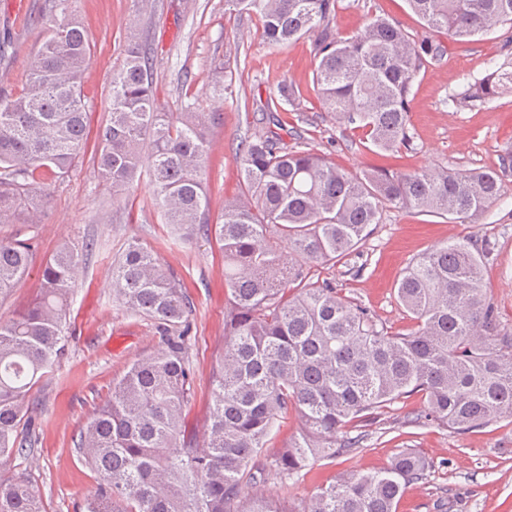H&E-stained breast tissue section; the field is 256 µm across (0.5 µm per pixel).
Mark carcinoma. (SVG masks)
Returning <instances> with one entry per match:
<instances>
[{"label":"carcinoma","mask_w":512,"mask_h":512,"mask_svg":"<svg viewBox=\"0 0 512 512\" xmlns=\"http://www.w3.org/2000/svg\"><path fill=\"white\" fill-rule=\"evenodd\" d=\"M340 0H226L255 14L260 36L283 46L313 38V83L325 111L359 129L377 150L410 145L414 80L447 48L419 41L397 22L373 16L342 39L331 26ZM70 0H46V35L22 94L0 98V224H29L44 211L45 181L72 170L88 139L83 74L89 43ZM425 28L467 39L512 25V0H408ZM152 62L130 44L112 76L109 118L100 126L97 173L118 197L133 182L150 144L148 173L164 221L188 236L206 227L224 254V353L212 374L203 441L182 429L193 372L188 358L192 303L153 250L127 243L112 267V292L155 321L160 345L135 360L112 396L87 420L77 447L96 474L86 512H396L406 489L434 464L414 448L389 464L351 472L294 505L248 493L269 474L295 482L307 467L360 448L382 411L420 393L408 422L457 433L512 424V336L501 332L487 298L491 242L469 236L410 262L398 300L414 327L390 333L343 298L313 263L357 251L387 206L471 221L500 197L497 173L440 167L430 172L361 175L323 154L288 147L277 119L239 149L241 190L210 223L203 172L211 112L158 111ZM512 90V68L493 66L452 98L487 103ZM33 261L31 239L0 240V296ZM81 252L61 248L42 265L31 307L0 320V466L33 449L18 439L29 390L64 351V326ZM295 411L301 431L270 462L260 459L277 423ZM0 512H43L22 478L0 480Z\"/></svg>","instance_id":"obj_1"}]
</instances>
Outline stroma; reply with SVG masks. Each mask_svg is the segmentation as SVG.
<instances>
[{
    "label": "stroma",
    "mask_w": 512,
    "mask_h": 512,
    "mask_svg": "<svg viewBox=\"0 0 512 512\" xmlns=\"http://www.w3.org/2000/svg\"><path fill=\"white\" fill-rule=\"evenodd\" d=\"M42 4L0 0V42L10 46L8 65L0 68V97L18 96L25 86L43 41L32 22ZM72 7L91 48L83 90L92 126L107 118L112 74L131 42L152 57L161 111L201 107L216 113L205 167L211 222L219 221L225 199L238 194V148L262 129L267 101L284 82L293 86L300 104L277 109L281 124L296 132L303 148L325 153L343 169L410 172L445 166L499 173L501 198L479 220L451 224L438 215L390 208L356 252L335 266H316L315 272L389 331H403L413 325L397 299V280L406 265L437 245L477 235L494 246L484 279L501 327L512 334V169L501 168L502 155L512 152V92L474 107L451 102L490 65L512 63V51L504 49L512 42V27L467 41L447 38L443 60L423 68L414 81L412 145L390 153L366 148L360 132L323 111L313 84L310 37L270 46L258 36L257 16L228 10L224 0H149L145 5L140 0H72ZM374 14L397 21L415 39L427 34L406 0H343L332 25L338 35L351 36ZM227 68L232 71L228 80L223 77ZM46 190L41 223L0 224V239L22 233L32 239L35 253L27 276L0 299V318H11L33 302L42 262L61 247H82L84 274L67 315L65 353L29 395L20 433L32 438L34 454L13 459L0 475L24 476L45 512H84L97 478L79 453L78 431L110 399L113 383L128 366L153 353L160 341L153 320L113 295V263L126 243L139 241L177 272L187 290L194 305L189 359L195 376L182 420L187 434L199 437L208 416L212 370L224 352V257L203 233L189 240L164 223L148 174L136 178L126 199H113L111 187L98 177L94 149ZM422 405L419 394L398 400L370 427L354 456L316 463L289 492L278 479H269L264 492L279 498L289 493L301 502L318 486L353 471L382 468L401 449L414 448L434 461L435 471L429 483L407 490L397 512H442L444 498L453 503L450 512H512V425L464 434L434 424L404 425L405 415Z\"/></svg>",
    "instance_id": "stroma-1"
}]
</instances>
